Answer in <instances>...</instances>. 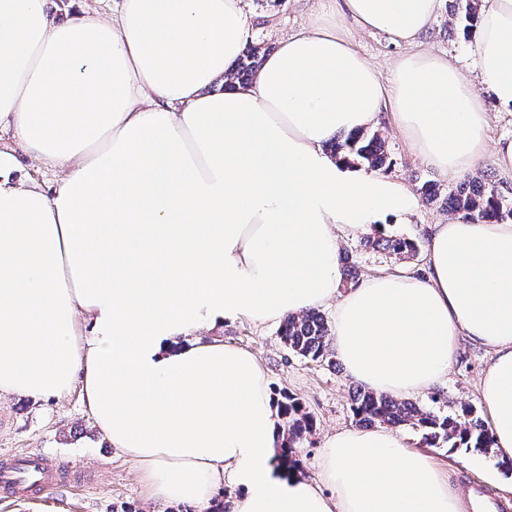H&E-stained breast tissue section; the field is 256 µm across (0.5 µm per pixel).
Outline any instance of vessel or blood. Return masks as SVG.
I'll return each instance as SVG.
<instances>
[{
  "label": "vessel or blood",
  "instance_id": "obj_1",
  "mask_svg": "<svg viewBox=\"0 0 512 512\" xmlns=\"http://www.w3.org/2000/svg\"><path fill=\"white\" fill-rule=\"evenodd\" d=\"M66 473L64 465L46 464L40 453H16L0 462V493L18 499L55 485Z\"/></svg>",
  "mask_w": 512,
  "mask_h": 512
}]
</instances>
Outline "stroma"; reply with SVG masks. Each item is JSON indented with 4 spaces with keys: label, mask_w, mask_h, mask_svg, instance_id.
<instances>
[{
    "label": "stroma",
    "mask_w": 512,
    "mask_h": 512,
    "mask_svg": "<svg viewBox=\"0 0 512 512\" xmlns=\"http://www.w3.org/2000/svg\"><path fill=\"white\" fill-rule=\"evenodd\" d=\"M312 7L313 0H284L276 7L252 0V44L276 46L282 35L307 25ZM347 34L384 77L389 76L393 60L407 51L406 46L394 44L378 32L351 28ZM421 43L456 58L464 76L479 82L474 44L453 31L448 14H441L432 23ZM380 130L391 158L385 175L403 184L409 193H416L428 181L437 183L445 192L458 183V176L443 174L427 164L390 120H383ZM445 216L441 203L418 202L408 212L386 216L384 232L416 239L423 246L428 242L431 224ZM341 249L349 253L362 280L388 270L417 274L423 268L422 258L398 259L365 249L356 237L346 240ZM278 331L275 325L240 319L225 322L222 337L225 344L253 353L263 364L274 394L298 398L312 417V432L295 446L300 468L311 475L325 436L356 425L350 402L355 382L338 357L311 362L294 356L281 342ZM488 361L483 348L462 342L446 379L412 395V402L430 406L431 396L436 393L450 412L463 404L482 408L479 385ZM397 432L410 449L428 453L436 468L448 475L460 492H467L473 485L482 486L504 504V512H512V469L502 466L495 452L468 453L450 449L444 443L432 447L426 445L420 431L408 426L398 427ZM21 451L55 458L68 465L69 473L31 503L0 500V512H184L183 505L177 503L148 501L136 463L124 451L112 447L95 427L79 391L40 401L19 396L0 398V460Z\"/></svg>",
    "instance_id": "35a3bbf8"
}]
</instances>
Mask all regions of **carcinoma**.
<instances>
[{
	"label": "carcinoma",
	"instance_id": "obj_1",
	"mask_svg": "<svg viewBox=\"0 0 512 512\" xmlns=\"http://www.w3.org/2000/svg\"><path fill=\"white\" fill-rule=\"evenodd\" d=\"M478 7L479 0H449V16L457 21L458 29L466 37L472 35L478 21ZM268 52L267 47L247 46L232 69L230 80L242 86L251 84ZM330 150L345 162L374 172L381 170L388 159L386 141L378 129L341 134L330 144ZM420 191L423 203L431 204L441 198L445 210L453 216L496 223L512 217V198L487 175L464 178L443 198L435 183L423 185ZM363 246L380 249L397 258L415 257L419 253L415 240L395 235L368 236ZM280 336L288 350L303 359L323 361L330 355L331 329L324 317L314 310L288 316L280 327ZM283 398L279 406L288 434L283 458L289 465L292 463L293 445L311 433L313 419L303 411L299 399L286 394ZM351 406L356 422L362 427L377 424L392 427L410 425L422 432L430 446H436L442 441L450 448L484 452L492 446L487 425L476 408L469 404L451 414L440 415L432 407L424 408L360 386L352 392Z\"/></svg>",
	"mask_w": 512,
	"mask_h": 512
}]
</instances>
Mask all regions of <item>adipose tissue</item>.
<instances>
[{
	"label": "adipose tissue",
	"mask_w": 512,
	"mask_h": 512,
	"mask_svg": "<svg viewBox=\"0 0 512 512\" xmlns=\"http://www.w3.org/2000/svg\"><path fill=\"white\" fill-rule=\"evenodd\" d=\"M317 2L252 84L217 91L251 39L247 0H119L63 22L50 0H0V396L80 389L148 498L195 512L223 486L229 512H461L383 426L329 435L317 478L286 470L263 365L216 336L335 304L349 376L393 396L440 383L461 341L483 347L487 424L512 463V223L431 225L423 274L340 288L343 238L413 199L326 143L387 116L445 174L488 148L481 94L419 42L445 0ZM343 22L411 45L389 81ZM472 39L512 112V0H487Z\"/></svg>",
	"instance_id": "ef3b65f1"
}]
</instances>
